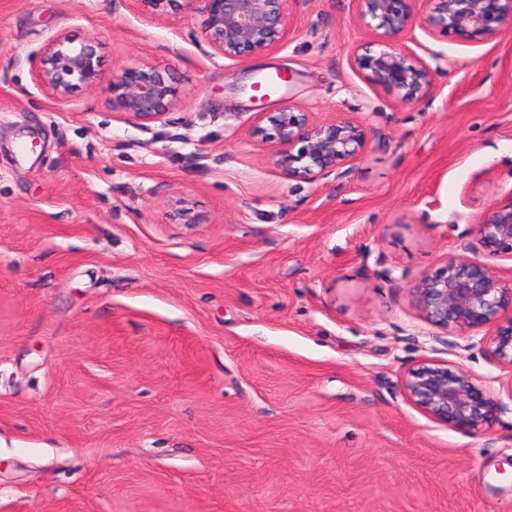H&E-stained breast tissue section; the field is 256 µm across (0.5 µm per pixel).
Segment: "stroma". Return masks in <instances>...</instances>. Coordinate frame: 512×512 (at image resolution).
Wrapping results in <instances>:
<instances>
[{
	"label": "stroma",
	"mask_w": 512,
	"mask_h": 512,
	"mask_svg": "<svg viewBox=\"0 0 512 512\" xmlns=\"http://www.w3.org/2000/svg\"><path fill=\"white\" fill-rule=\"evenodd\" d=\"M204 22L0 0V512H512V370L411 295L461 255L512 287V259L458 241L512 191V34L403 36L442 56L406 105L348 65L374 38L356 0H308L287 47L236 61L204 57ZM60 31L104 73L171 69L177 106L137 126L103 85L55 102L26 57ZM285 107L366 127L349 177L274 168L249 131ZM428 359L500 398L486 435L405 398Z\"/></svg>",
	"instance_id": "1"
}]
</instances>
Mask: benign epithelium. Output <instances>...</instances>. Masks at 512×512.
<instances>
[{"label":"benign epithelium","mask_w":512,"mask_h":512,"mask_svg":"<svg viewBox=\"0 0 512 512\" xmlns=\"http://www.w3.org/2000/svg\"><path fill=\"white\" fill-rule=\"evenodd\" d=\"M143 15L164 12L171 0H128ZM205 16L203 52L212 60H239L288 45V25L307 0H184ZM357 0V18L374 31V40L350 55L352 69L376 88L405 104L425 100L440 68L399 46V38L416 28L427 35L447 33L461 43H477L512 32V0ZM36 83L65 103L80 89L107 83L111 111L145 126L163 120L178 102L179 89L159 67L123 66L105 76L99 42L76 41L66 32L51 36L29 53ZM250 137L271 145V161L284 175L330 183L348 176L368 144L366 128L348 118L317 121L312 113L291 107L259 116ZM473 231L490 257L512 256V192L493 202ZM425 320L446 335L467 337L482 329L489 360L512 369V319L501 312L512 306V289L500 285L492 265L452 259L441 269L419 276L412 288ZM405 396L432 420L475 436L487 433L504 410L501 400L470 373L451 361L427 360L403 380Z\"/></svg>","instance_id":"7a95c632"}]
</instances>
